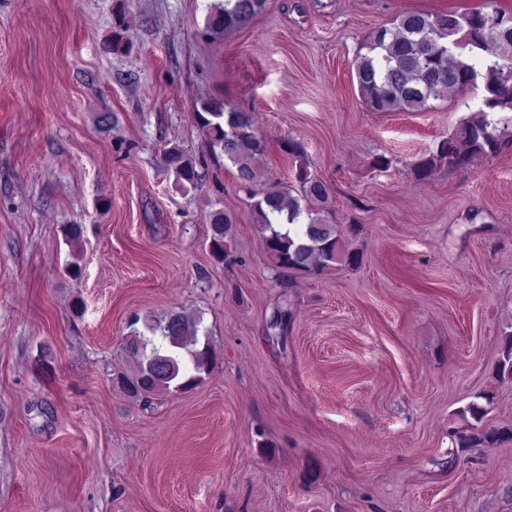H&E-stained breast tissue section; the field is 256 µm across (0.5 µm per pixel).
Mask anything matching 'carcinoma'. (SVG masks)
<instances>
[{
  "mask_svg": "<svg viewBox=\"0 0 512 512\" xmlns=\"http://www.w3.org/2000/svg\"><path fill=\"white\" fill-rule=\"evenodd\" d=\"M265 2L224 0L211 14L210 26L215 30L242 27L262 11ZM363 49L354 69L359 95L373 111H420L446 97L451 88L483 85L484 108L441 140L429 157L410 167L414 180H427L439 165L466 169L475 160L512 146V132L499 130L489 119L493 112H512V14L495 8L494 0H486L484 9L470 13H405L392 25L373 31ZM196 118L209 148L220 151L236 167L238 183L256 198L254 211L257 223L268 232L265 251L276 278H318L334 263L361 264L360 252L340 249L341 225L323 217L331 190L308 173L299 144L288 143V154L297 163L296 183L288 188L268 185L256 192L259 177L253 159L265 152L266 143L257 134L255 114L204 101L196 108ZM162 160L177 188L202 185V176L178 147L165 150ZM276 214L286 215L287 223L301 230L281 231L273 221ZM211 230L212 256L221 263L228 261L232 217L223 210L213 212ZM291 318L292 312L283 304L274 310L269 328L281 329ZM198 325L182 312L146 322V332L136 334L128 345L138 366L120 379L125 392L147 401L156 393L190 390L210 374L214 356L209 341L199 342ZM497 373L512 380V333L506 336ZM465 413L472 423L452 432L459 453L496 448L512 440V428L484 424L485 406L473 402Z\"/></svg>",
  "mask_w": 512,
  "mask_h": 512,
  "instance_id": "obj_1",
  "label": "carcinoma"
}]
</instances>
